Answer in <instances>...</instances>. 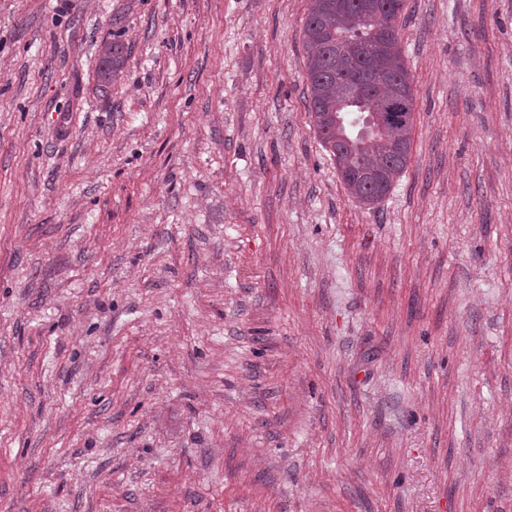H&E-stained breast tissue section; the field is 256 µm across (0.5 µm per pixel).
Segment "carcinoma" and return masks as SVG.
Masks as SVG:
<instances>
[{
  "label": "carcinoma",
  "instance_id": "obj_1",
  "mask_svg": "<svg viewBox=\"0 0 512 512\" xmlns=\"http://www.w3.org/2000/svg\"><path fill=\"white\" fill-rule=\"evenodd\" d=\"M404 0H310L302 29L307 48V108L323 147L357 201L375 204L406 169L414 120L385 119L389 101L414 99L398 38ZM128 47L104 43L99 76L106 85L122 72ZM371 73L388 83L365 111L348 103V87Z\"/></svg>",
  "mask_w": 512,
  "mask_h": 512
}]
</instances>
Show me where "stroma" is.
Listing matches in <instances>:
<instances>
[{"label": "stroma", "instance_id": "obj_1", "mask_svg": "<svg viewBox=\"0 0 512 512\" xmlns=\"http://www.w3.org/2000/svg\"><path fill=\"white\" fill-rule=\"evenodd\" d=\"M307 9L0 0V512H512V0H404L371 207ZM127 52L128 48L120 41L112 40L104 43L99 62V76L104 83L101 87L110 85L112 80L119 77L127 58Z\"/></svg>", "mask_w": 512, "mask_h": 512}]
</instances>
